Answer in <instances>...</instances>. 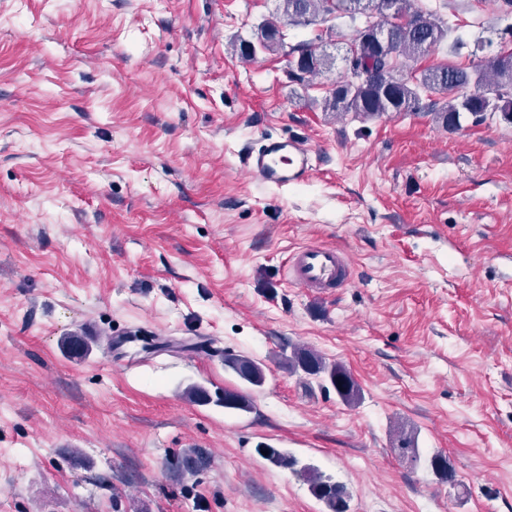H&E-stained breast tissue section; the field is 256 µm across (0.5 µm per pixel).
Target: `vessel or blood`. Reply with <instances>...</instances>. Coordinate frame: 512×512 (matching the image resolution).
I'll return each instance as SVG.
<instances>
[{"mask_svg":"<svg viewBox=\"0 0 512 512\" xmlns=\"http://www.w3.org/2000/svg\"><path fill=\"white\" fill-rule=\"evenodd\" d=\"M245 168L268 186L286 187L308 180L315 169L312 150L294 137H267L244 159ZM289 284L313 292L342 288L351 280V269L343 250L327 245H307L288 259Z\"/></svg>","mask_w":512,"mask_h":512,"instance_id":"1","label":"vessel or blood"}]
</instances>
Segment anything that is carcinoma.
I'll return each mask as SVG.
<instances>
[{
	"label": "carcinoma",
	"mask_w": 512,
	"mask_h": 512,
	"mask_svg": "<svg viewBox=\"0 0 512 512\" xmlns=\"http://www.w3.org/2000/svg\"><path fill=\"white\" fill-rule=\"evenodd\" d=\"M347 18L353 23L351 43L359 48L354 63L346 66L341 79L348 81L341 91H332L324 99L326 112L351 113L357 118L381 117L389 112L407 114L427 112L435 115L441 126L450 133L463 129L466 117L472 124L499 117L512 124V49H500L499 59L484 60L474 71L464 68L439 66L407 77L404 69L410 63L440 48L448 40L451 26L438 14L412 7L411 0H278L276 11L259 28V45L244 41L238 51L242 60L249 61L256 55V48L275 50L286 46L288 27L309 26L326 17ZM376 26L388 31L391 38L390 55L380 57L371 43L359 38L362 29ZM308 47L315 58L304 67L306 76L296 79L302 83L309 76L320 75L332 68L334 57L314 42H304L289 47V52ZM476 81L477 91L502 94L497 109L484 112L474 104L475 96L468 95L471 81ZM448 93L442 105L430 100L437 93ZM288 366L302 371L335 387L339 399L352 404L359 395V388L350 372L341 364L329 363L322 356L303 348L294 349L286 357ZM224 366L231 369L243 382L251 386L264 383L261 365L246 357H227ZM268 452L264 459L271 464L290 468L294 461L281 449L259 444L257 453ZM394 451L402 458L417 464L421 460L405 435H398ZM430 466L448 483L455 480L454 471L448 467L445 456L437 453L430 459ZM314 496L322 501L328 512H348L344 487L317 472L309 473Z\"/></svg>",
	"instance_id": "obj_1"
}]
</instances>
